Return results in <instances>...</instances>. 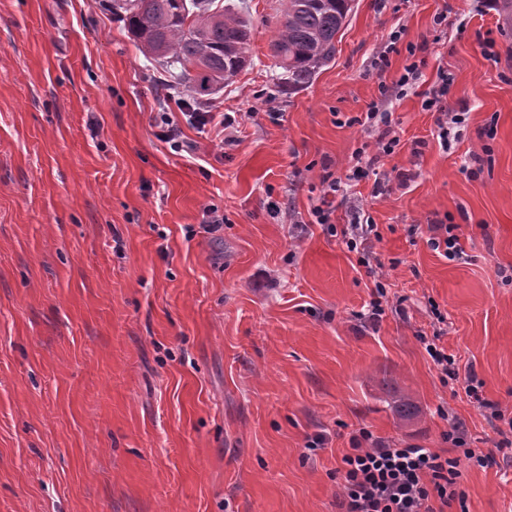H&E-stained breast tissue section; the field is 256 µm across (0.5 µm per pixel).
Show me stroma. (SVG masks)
<instances>
[{
	"label": "stroma",
	"mask_w": 512,
	"mask_h": 512,
	"mask_svg": "<svg viewBox=\"0 0 512 512\" xmlns=\"http://www.w3.org/2000/svg\"><path fill=\"white\" fill-rule=\"evenodd\" d=\"M221 2L253 26L251 63L206 106L234 118L228 143L184 125L105 0H0V512H340L360 430L450 455L457 420L493 463L461 464L447 512H512L488 410L512 412V5L353 0L335 58L290 94L271 56L285 0ZM414 62L380 154L358 120ZM442 72L463 115L445 142L423 108ZM360 218L376 276L345 243ZM438 222L462 260L430 247ZM436 333L457 379L425 350Z\"/></svg>",
	"instance_id": "1"
}]
</instances>
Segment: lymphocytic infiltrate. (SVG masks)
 <instances>
[{
    "instance_id": "obj_1",
    "label": "lymphocytic infiltrate",
    "mask_w": 512,
    "mask_h": 512,
    "mask_svg": "<svg viewBox=\"0 0 512 512\" xmlns=\"http://www.w3.org/2000/svg\"><path fill=\"white\" fill-rule=\"evenodd\" d=\"M453 442L461 447V457L400 447L361 431L342 457L341 512H445L458 496L461 462L484 467L490 461L467 448L463 437Z\"/></svg>"
}]
</instances>
